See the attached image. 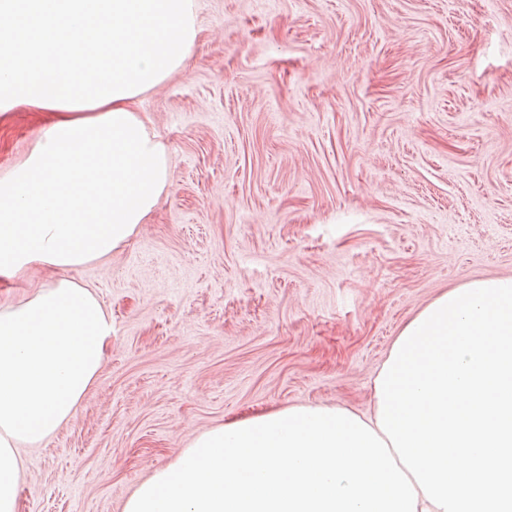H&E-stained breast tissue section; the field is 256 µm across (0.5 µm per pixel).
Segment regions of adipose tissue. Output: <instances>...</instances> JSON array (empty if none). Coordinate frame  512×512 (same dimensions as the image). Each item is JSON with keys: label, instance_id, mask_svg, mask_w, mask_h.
<instances>
[{"label": "adipose tissue", "instance_id": "1", "mask_svg": "<svg viewBox=\"0 0 512 512\" xmlns=\"http://www.w3.org/2000/svg\"><path fill=\"white\" fill-rule=\"evenodd\" d=\"M197 36L192 0H0V118L45 125L0 175V281L111 255L168 187L167 148L134 109ZM112 315L61 276L0 303V512L21 449L70 422ZM122 512H512V276L442 292L394 338L371 408L293 405L194 438Z\"/></svg>", "mask_w": 512, "mask_h": 512}]
</instances>
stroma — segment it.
<instances>
[{
    "label": "stroma",
    "instance_id": "1",
    "mask_svg": "<svg viewBox=\"0 0 512 512\" xmlns=\"http://www.w3.org/2000/svg\"><path fill=\"white\" fill-rule=\"evenodd\" d=\"M197 37L137 110L169 186L73 276L104 368L25 463L20 512H122L227 419L370 407L401 327L512 275V0H193ZM0 121V174L40 134Z\"/></svg>",
    "mask_w": 512,
    "mask_h": 512
}]
</instances>
